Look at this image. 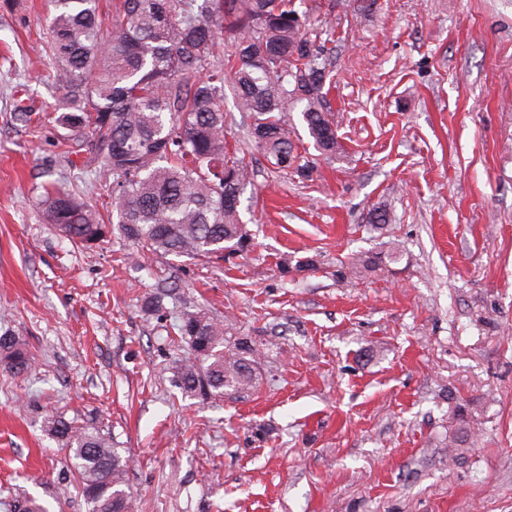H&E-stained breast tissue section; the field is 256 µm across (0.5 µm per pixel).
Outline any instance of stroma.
<instances>
[{"label":"stroma","instance_id":"stroma-1","mask_svg":"<svg viewBox=\"0 0 512 512\" xmlns=\"http://www.w3.org/2000/svg\"><path fill=\"white\" fill-rule=\"evenodd\" d=\"M296 5L336 20L324 91L341 152L320 154L294 111L309 174L270 172L225 93L252 244L219 263L138 258L116 230L77 248L42 221L46 166L62 187L85 181L99 213L108 193L70 165L50 118L49 0L0 9V334L34 362L0 370V512L29 498L88 512L44 430L52 414L129 450L133 512H512V0ZM379 206L391 221L376 230ZM392 241L400 260L337 279ZM304 257L314 267L281 273ZM170 285L165 313L145 314ZM198 310L257 351L248 393L176 388L188 345L172 326ZM461 408L477 442L454 462Z\"/></svg>","mask_w":512,"mask_h":512}]
</instances>
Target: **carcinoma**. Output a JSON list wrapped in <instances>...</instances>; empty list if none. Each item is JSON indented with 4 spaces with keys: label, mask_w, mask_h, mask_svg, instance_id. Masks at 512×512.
I'll return each mask as SVG.
<instances>
[{
    "label": "carcinoma",
    "mask_w": 512,
    "mask_h": 512,
    "mask_svg": "<svg viewBox=\"0 0 512 512\" xmlns=\"http://www.w3.org/2000/svg\"><path fill=\"white\" fill-rule=\"evenodd\" d=\"M52 3L46 50L63 99L51 120L72 135L66 154L83 152L82 168L112 176L110 213L142 251L222 259L250 246L238 207L251 180L248 165L226 147L224 86L238 110L253 115L251 141L274 168L308 176L309 161L296 152L284 120L295 109L315 149L338 153L324 93L330 28L307 22L293 0H118L107 20L99 0ZM222 41L232 48L225 57L216 52ZM40 204L45 223L78 247L110 232L74 189L45 186ZM398 258L393 242L383 255H355L337 276ZM177 335L190 345L178 369L183 394L252 387L255 350L244 338L230 342L217 318L189 313ZM0 368L14 376L31 371L19 337L0 336ZM44 427L66 450L89 512H133L125 449L62 416H48ZM471 445L472 426L460 412L449 443L454 460Z\"/></svg>",
    "instance_id": "1"
}]
</instances>
